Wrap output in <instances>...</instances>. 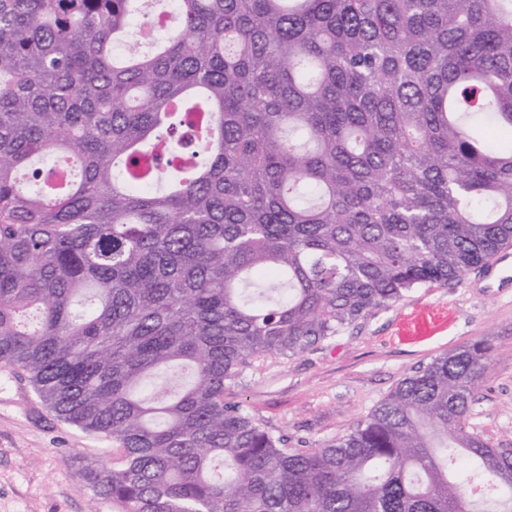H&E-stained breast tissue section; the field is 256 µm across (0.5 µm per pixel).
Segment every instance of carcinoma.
<instances>
[{
    "instance_id": "1",
    "label": "carcinoma",
    "mask_w": 512,
    "mask_h": 512,
    "mask_svg": "<svg viewBox=\"0 0 512 512\" xmlns=\"http://www.w3.org/2000/svg\"><path fill=\"white\" fill-rule=\"evenodd\" d=\"M0 0V364L112 512H512L489 350L286 448L226 383L512 243V0Z\"/></svg>"
}]
</instances>
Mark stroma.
<instances>
[{"label": "stroma", "mask_w": 512, "mask_h": 512, "mask_svg": "<svg viewBox=\"0 0 512 512\" xmlns=\"http://www.w3.org/2000/svg\"><path fill=\"white\" fill-rule=\"evenodd\" d=\"M512 247L444 285L417 288L302 354L261 357L227 383L287 447L317 448L342 437L418 367L459 347L489 348L492 369L473 394L466 429L512 448V274L496 279ZM109 439L48 412L27 381L0 364V512H112L82 487L85 462L111 464Z\"/></svg>", "instance_id": "35a3bbf8"}]
</instances>
